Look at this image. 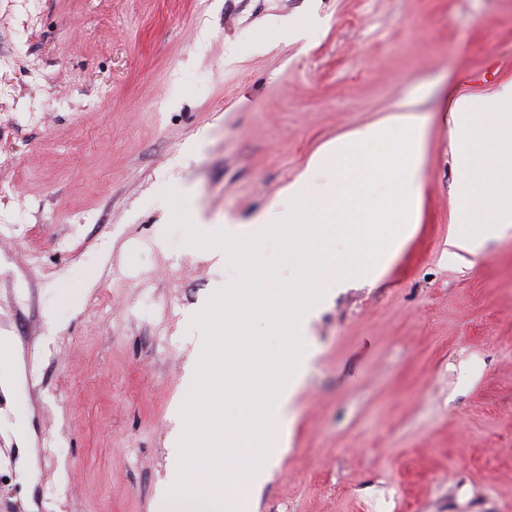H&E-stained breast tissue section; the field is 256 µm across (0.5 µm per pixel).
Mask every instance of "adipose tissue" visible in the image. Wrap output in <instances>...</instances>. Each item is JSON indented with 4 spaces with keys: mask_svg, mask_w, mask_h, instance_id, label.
<instances>
[{
    "mask_svg": "<svg viewBox=\"0 0 512 512\" xmlns=\"http://www.w3.org/2000/svg\"><path fill=\"white\" fill-rule=\"evenodd\" d=\"M450 124L458 156L457 221L466 231L448 245L474 252L485 237L512 229V87L485 109L457 100Z\"/></svg>",
    "mask_w": 512,
    "mask_h": 512,
    "instance_id": "ef3b65f1",
    "label": "adipose tissue"
}]
</instances>
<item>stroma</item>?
<instances>
[{
  "instance_id": "stroma-1",
  "label": "stroma",
  "mask_w": 512,
  "mask_h": 512,
  "mask_svg": "<svg viewBox=\"0 0 512 512\" xmlns=\"http://www.w3.org/2000/svg\"><path fill=\"white\" fill-rule=\"evenodd\" d=\"M314 15L310 38L253 43ZM512 86V0H0V512H154L216 278L159 207L249 222L410 100L420 219L340 283L256 512H512V230L448 258V107ZM79 303L67 308L55 291ZM33 449V486L17 481Z\"/></svg>"
}]
</instances>
